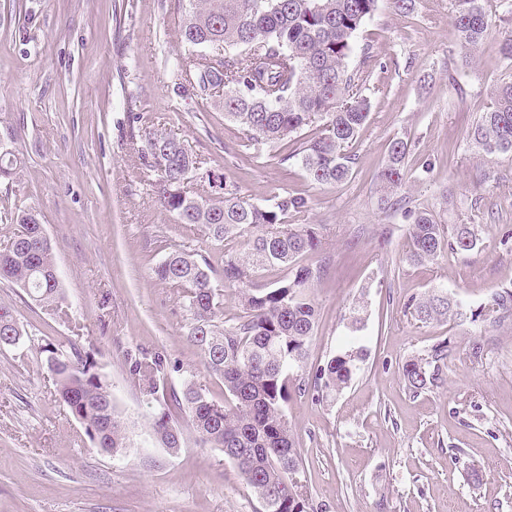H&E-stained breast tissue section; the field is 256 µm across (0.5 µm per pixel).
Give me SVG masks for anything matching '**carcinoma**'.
<instances>
[{
	"label": "carcinoma",
	"instance_id": "cac0c4a2",
	"mask_svg": "<svg viewBox=\"0 0 512 512\" xmlns=\"http://www.w3.org/2000/svg\"><path fill=\"white\" fill-rule=\"evenodd\" d=\"M380 0H188L181 27L185 57L177 64L176 93L207 98L216 88L224 97L217 106L236 123L244 146L261 152L284 140L296 148L282 158L294 161L318 186L344 182L355 155L349 148L369 119L372 100L365 93L368 76L353 60L359 31L379 8ZM488 0H454V41L470 59L493 30ZM236 48L228 56L225 50ZM314 126L312 136L303 131ZM470 144L485 155L512 152V81L496 86L490 102L469 132ZM408 142L395 138L377 175L380 205L391 208L406 188ZM140 160L159 206L178 224L201 229L216 241L237 240L242 252H224V282L240 288L243 315L224 324V307L212 266L183 250L170 251L155 268L156 278L181 289L189 312L188 341L206 369L224 383V399L187 382L167 388L166 358L143 353L131 363L132 375L158 396L151 437L173 449L182 440L172 412L187 414L199 440L219 448L259 499L262 512H317L302 479V459L292 436L286 409L294 371L306 366L308 344L318 321L311 293L324 273L319 266H300L298 257L322 247L320 229L290 224L288 215L307 211V197L282 190L262 204L241 194L224 178L222 193L190 190L199 161L181 141L158 131L145 134ZM411 247L407 260L429 263L449 248L468 251L476 234L457 224L452 235L427 210L408 211ZM35 213L11 217L21 230L0 250V280L22 288L29 299L63 312L65 296L56 274L50 239L38 231ZM283 271L285 275L257 281ZM419 321L457 317L460 305L439 289L407 303ZM472 318L503 323L512 320V289L493 292ZM23 336L12 312L0 306V344ZM58 351L62 362L50 373L71 415L87 434L99 433L97 447L117 455L127 448L124 422L116 410L108 381L94 354L67 351L48 342L41 352ZM448 344L413 356L402 366L407 388L421 393L443 382ZM366 351L351 345L316 369L319 392L330 395L353 379Z\"/></svg>",
	"mask_w": 512,
	"mask_h": 512
}]
</instances>
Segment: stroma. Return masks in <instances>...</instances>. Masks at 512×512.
Returning a JSON list of instances; mask_svg holds the SVG:
<instances>
[{"label":"stroma","mask_w":512,"mask_h":512,"mask_svg":"<svg viewBox=\"0 0 512 512\" xmlns=\"http://www.w3.org/2000/svg\"><path fill=\"white\" fill-rule=\"evenodd\" d=\"M184 0H0V151L20 160L0 178V244L19 230L11 213H38L52 243L68 319L31 304L0 281V305L24 334L0 345V512H260L234 464L202 445L179 415L182 447L151 443L158 406L130 372L139 353L172 362L168 382L192 380L223 399L186 339L189 314L155 267L174 249L221 267L225 251L196 227L175 223L154 200L138 151L158 129L186 145L201 173L229 176L263 201L288 190L310 207L295 223L325 227L326 265L312 294L320 316L288 422L304 477L323 512H512V322L472 321L493 291L512 289V154L484 157L467 137L497 85L512 80L496 38L470 63L453 41L451 0H416L412 13L382 7L358 45H371L369 121L352 150V175L310 182L283 157L291 144L255 153L212 101L173 92L184 54ZM411 144L406 208L380 209L375 177L392 139ZM424 207L446 225L467 224L475 249L435 262L406 260L410 218ZM434 288L457 299L462 318L421 322L407 301ZM367 303L358 336L347 328ZM368 356L336 396L318 398L317 366L349 342ZM453 348L439 388L413 395L402 366L441 342ZM73 343L94 353L127 424L128 446L98 451L70 414L38 352Z\"/></svg>","instance_id":"35a3bbf8"}]
</instances>
